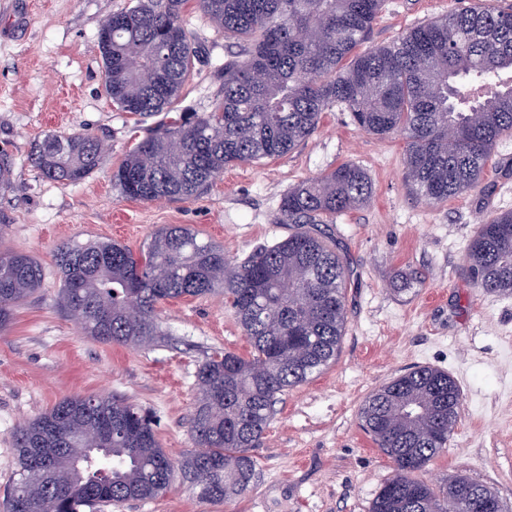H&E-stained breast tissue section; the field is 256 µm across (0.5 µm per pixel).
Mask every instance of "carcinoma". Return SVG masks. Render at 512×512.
Instances as JSON below:
<instances>
[{
	"label": "carcinoma",
	"instance_id": "cac0c4a2",
	"mask_svg": "<svg viewBox=\"0 0 512 512\" xmlns=\"http://www.w3.org/2000/svg\"><path fill=\"white\" fill-rule=\"evenodd\" d=\"M197 2L240 44L224 61L208 112L177 108L199 61L182 19L188 0H130L100 27L112 33L97 40L112 103L144 120L162 116L112 171L125 200L196 198L229 166L292 152L336 105L367 133L403 136L406 185L431 206L477 188L498 143L512 136L511 6L463 8L358 53L384 0ZM103 150L89 133H47L32 162L46 178L76 184ZM12 183V162L0 154V192ZM371 195L368 174L352 163L288 189L278 223L295 230L238 265L177 224L137 252L116 242L59 248L62 300L82 316L84 335L149 343L161 335L159 305L219 290L251 350L244 357L217 348L198 365L193 449L177 463L141 410L114 397L65 398L23 423L3 512H101L163 494L177 470L214 504L244 494L257 478L253 451L276 405L336 360L345 335V264L313 225L336 223ZM465 260L474 287L512 295V211L481 222ZM42 277L29 255L0 253V329ZM462 399L447 372L417 366L365 400L363 429L393 466L369 512H485L477 498L460 500L468 478H423L446 451ZM43 448L56 449L49 479L33 466Z\"/></svg>",
	"mask_w": 512,
	"mask_h": 512
}]
</instances>
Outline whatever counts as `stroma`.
<instances>
[{"mask_svg":"<svg viewBox=\"0 0 512 512\" xmlns=\"http://www.w3.org/2000/svg\"><path fill=\"white\" fill-rule=\"evenodd\" d=\"M477 2L386 0L367 44H392L423 21ZM127 3L0 0V153L14 169L12 188L0 192V252L27 253L44 268L40 287L0 329V498L17 470V428L74 395L114 396L152 413L162 448L180 458L192 447L196 370L206 352L250 350L220 295L162 304L163 334L148 346L83 335L62 305L58 247L112 240L136 251L160 227L181 224L238 263L291 232L277 221L289 188L351 162L366 170L373 193L329 227L348 270L341 350L320 376L283 395L254 451L253 486L216 506L177 475L162 495L104 512H369L392 463L361 428V407L392 377L422 365L448 372L463 393L447 450L427 478L462 474L493 486L512 512V296L474 288L464 261L479 221L512 211V137L497 145L478 189L432 207L405 184L403 139L361 131L336 106L291 153L226 168L200 197L124 200L112 171L143 132L104 90L97 36ZM184 18L203 59L180 104L207 112L236 47L195 0ZM49 132L98 137L106 147L98 168L77 184L45 178L31 153ZM400 272L417 276L416 288L397 291Z\"/></svg>","mask_w":512,"mask_h":512,"instance_id":"1","label":"stroma"}]
</instances>
